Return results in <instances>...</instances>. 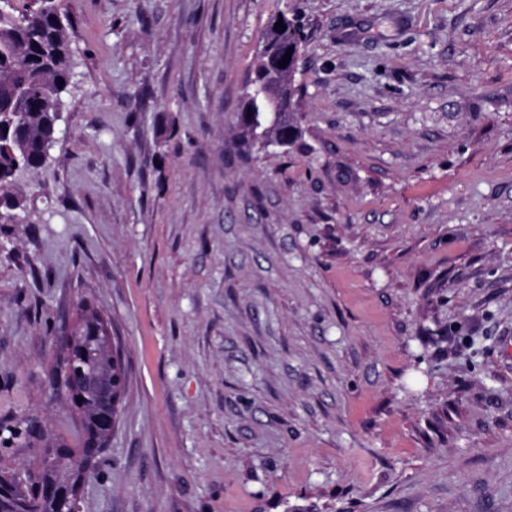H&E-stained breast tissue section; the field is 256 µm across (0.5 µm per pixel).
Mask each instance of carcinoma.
<instances>
[{"label":"carcinoma","instance_id":"obj_1","mask_svg":"<svg viewBox=\"0 0 512 512\" xmlns=\"http://www.w3.org/2000/svg\"><path fill=\"white\" fill-rule=\"evenodd\" d=\"M285 30L275 31L270 25L265 37L279 35L304 49L306 35L294 19L282 18ZM70 23L61 0H42L33 5L30 0H14L5 12H0V212L5 216L25 215L26 200L16 191L19 183L17 169L41 170L38 148L41 141L52 137L62 108V93L76 63L70 47ZM277 60L259 50L250 76L263 82L275 83ZM300 94L294 93L288 110H273L253 89H246L239 114L243 141L253 144L262 135L289 134L291 146L303 148L301 130L296 119ZM82 330L90 333L101 323L99 312L83 307L80 314ZM108 360L104 354L88 346L85 354L70 365V371L58 364L56 384L64 388L68 374L88 372ZM76 457L64 459L42 457L38 467L30 470L24 485L5 490L0 500V512H57L54 501L37 496L41 481H66L75 477L72 472Z\"/></svg>","mask_w":512,"mask_h":512}]
</instances>
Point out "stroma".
<instances>
[{"mask_svg":"<svg viewBox=\"0 0 512 512\" xmlns=\"http://www.w3.org/2000/svg\"><path fill=\"white\" fill-rule=\"evenodd\" d=\"M47 169L0 224V472L78 445L79 307L125 369L80 512H512V0H66ZM306 151L238 112L277 14ZM279 18H282V23L285 25V31H282L280 27H275ZM275 29L278 31V35L282 40L288 38L291 39L295 45L298 47L300 54L304 49V44L306 42V35L304 34V30L301 25L297 23L294 19H288L285 16H277L269 26L267 33L264 38H269L274 36Z\"/></svg>","mask_w":512,"mask_h":512,"instance_id":"1","label":"stroma"}]
</instances>
